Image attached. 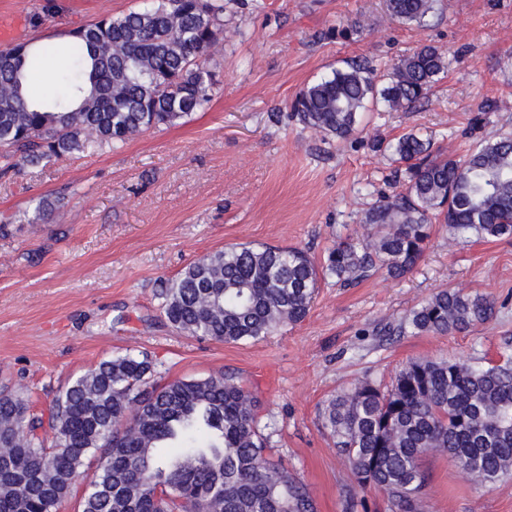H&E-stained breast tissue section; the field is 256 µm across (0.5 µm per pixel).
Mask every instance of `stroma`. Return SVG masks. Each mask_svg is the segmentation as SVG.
I'll return each mask as SVG.
<instances>
[{"mask_svg": "<svg viewBox=\"0 0 512 512\" xmlns=\"http://www.w3.org/2000/svg\"><path fill=\"white\" fill-rule=\"evenodd\" d=\"M142 0H0L10 43L49 42L69 66L64 31ZM212 102L173 126L37 167L0 173V389L33 412L100 361L146 354L167 382L238 376L258 401L268 453L308 485L317 512H344L349 463L321 425L328 399L381 384L419 357L512 356V238L450 240L435 227L414 272L354 286L324 276L306 319L258 341L227 344L173 328L160 292L189 263L227 246L299 247L323 266L337 235L404 181L371 148L415 131L462 155L512 133V0H444L425 28L393 21L386 0H224ZM421 44L448 69L407 112L371 105L362 133L327 138L292 103L349 60L377 75ZM57 204L32 223L38 198ZM481 296L493 316L465 333L389 335L440 289ZM424 512H512V476L478 483L452 458L427 456Z\"/></svg>", "mask_w": 512, "mask_h": 512, "instance_id": "stroma-1", "label": "stroma"}]
</instances>
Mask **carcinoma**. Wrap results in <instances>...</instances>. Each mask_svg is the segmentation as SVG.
<instances>
[{"mask_svg": "<svg viewBox=\"0 0 512 512\" xmlns=\"http://www.w3.org/2000/svg\"><path fill=\"white\" fill-rule=\"evenodd\" d=\"M437 2L387 0V9L400 24L424 27ZM223 34L224 0H149L105 14L64 32L71 61L41 101L27 96V77L52 46L1 48L4 169L16 157L38 166L124 143L206 110ZM446 69L431 45L403 56L381 87L372 69L351 62L310 83L293 110L325 136L348 137L369 102L411 109ZM377 147L405 166L406 187L365 213L362 234L338 237L325 274L343 284L377 269L404 278L423 259L436 220L453 240L512 237V134L479 141L462 158L413 132ZM318 282L300 249L231 246L188 264L162 291L163 312L191 336L256 341L303 321ZM492 313L485 298L443 289L389 335L460 333ZM321 420L349 460L345 512H357L368 489L389 512H423L430 453L454 458L484 485L512 475V359H412L386 389L365 378L330 399ZM265 450L256 398L233 375L161 383L148 357L118 355L59 392L45 418L30 415L20 395L0 392V512H51L96 452L80 512H316L304 482Z\"/></svg>", "mask_w": 512, "mask_h": 512, "instance_id": "1", "label": "carcinoma"}]
</instances>
